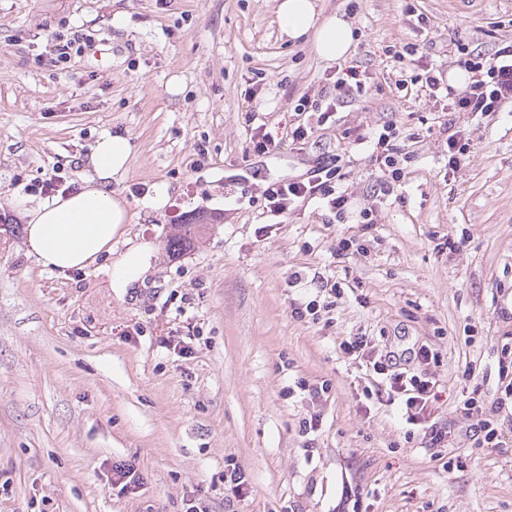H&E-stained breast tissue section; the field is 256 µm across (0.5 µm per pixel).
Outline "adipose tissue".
Segmentation results:
<instances>
[{"mask_svg":"<svg viewBox=\"0 0 512 512\" xmlns=\"http://www.w3.org/2000/svg\"><path fill=\"white\" fill-rule=\"evenodd\" d=\"M276 16L288 39L308 38L323 60L346 58L354 32L343 17H321L314 0H279ZM132 152L125 136H105L91 156L93 172L80 190L33 201L17 199L16 207L27 220L29 250L45 268L61 272L87 269L111 254L112 241L130 216L126 201L112 190V180L122 174Z\"/></svg>","mask_w":512,"mask_h":512,"instance_id":"1","label":"adipose tissue"}]
</instances>
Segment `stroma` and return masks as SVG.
<instances>
[{"mask_svg": "<svg viewBox=\"0 0 512 512\" xmlns=\"http://www.w3.org/2000/svg\"><path fill=\"white\" fill-rule=\"evenodd\" d=\"M315 2L352 24L348 62L371 73L370 87L338 103L304 150L285 141L262 155L247 150L246 110L277 136L302 95H336L335 64L282 37L275 0H0V219L19 227L0 238V512H334L347 493L360 512H512V415L499 416L506 452L462 437L458 466L446 467L399 403L364 397L366 367L340 349L355 334L379 351L435 349L431 419L451 429L466 364L483 395L496 393L512 333L501 317L512 312V112L461 115L472 148L449 172L441 104L401 90L399 74L419 68L385 50L421 43L405 12L414 5L432 27L428 63L453 78L449 40L493 54L512 40V0ZM61 38L86 46L59 65L50 49ZM387 123L412 153L389 196L369 149L347 135ZM108 134L134 145L112 182L132 217L113 256L132 240L152 247L145 280L124 291L111 258L43 268L14 205L45 198L49 178L79 190ZM336 153L352 161L350 214L335 221L313 200L268 223L265 181ZM154 187L168 193L158 212L141 205ZM194 223L206 234L170 251L173 225ZM446 234L464 248L437 251ZM341 237L366 240V253L335 257ZM327 279L343 288L328 323L293 319ZM183 340L188 351H174ZM301 378L331 384L320 406L287 396ZM316 409L309 443L299 423ZM229 456L250 486L231 503L220 480ZM116 463L133 465L138 485L113 487Z\"/></svg>", "mask_w": 512, "mask_h": 512, "instance_id": "35a3bbf8", "label": "stroma"}]
</instances>
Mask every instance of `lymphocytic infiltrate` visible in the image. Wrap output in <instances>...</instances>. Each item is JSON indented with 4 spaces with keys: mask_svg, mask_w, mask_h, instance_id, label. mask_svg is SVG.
Returning a JSON list of instances; mask_svg holds the SVG:
<instances>
[{
    "mask_svg": "<svg viewBox=\"0 0 512 512\" xmlns=\"http://www.w3.org/2000/svg\"><path fill=\"white\" fill-rule=\"evenodd\" d=\"M456 65L469 75L465 90L456 91L439 78L433 66L422 65L411 80L419 84L429 97L446 103L449 111L465 112L474 116H490L512 106V42L502 44L492 56L469 51L462 40L452 42L450 49ZM396 127L383 126L372 138L371 158L376 166L380 191L392 193L394 185L404 176L403 164L411 157L399 142ZM350 165L345 156L335 154L315 160L306 173L298 176L268 180L261 193V206L271 220H278L299 203L318 199L336 219H343L349 197L342 188L350 178ZM341 351L363 360L373 380L364 388L365 397L376 392H387L389 398L401 399L408 422L424 420L437 399L436 385L426 372H411L399 368L395 355L375 351L370 340L353 336L343 340ZM512 403V345L503 344L498 358V393L486 399L480 387H473L461 401L458 412L467 421L466 437L476 448H501L505 442L496 421L497 415Z\"/></svg>",
    "mask_w": 512,
    "mask_h": 512,
    "instance_id": "obj_1",
    "label": "lymphocytic infiltrate"
}]
</instances>
